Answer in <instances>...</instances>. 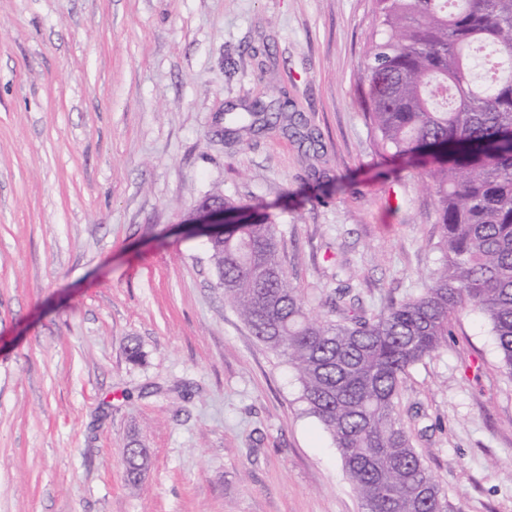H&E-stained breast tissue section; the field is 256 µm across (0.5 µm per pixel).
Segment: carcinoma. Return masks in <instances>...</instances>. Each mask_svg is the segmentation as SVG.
<instances>
[{
	"label": "carcinoma",
	"instance_id": "carcinoma-1",
	"mask_svg": "<svg viewBox=\"0 0 512 512\" xmlns=\"http://www.w3.org/2000/svg\"><path fill=\"white\" fill-rule=\"evenodd\" d=\"M365 109L383 153L431 179L441 264L417 294L377 314L339 293L338 320L311 319L278 250L276 222L224 200L240 226L209 246L224 297L297 373L301 400L331 437L363 512H453L398 411L405 375L479 313L512 377V0H374ZM487 52L475 82L470 52ZM236 132L288 121L285 107L232 117ZM128 448L124 476L149 466Z\"/></svg>",
	"mask_w": 512,
	"mask_h": 512
}]
</instances>
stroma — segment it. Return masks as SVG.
Segmentation results:
<instances>
[{"mask_svg": "<svg viewBox=\"0 0 512 512\" xmlns=\"http://www.w3.org/2000/svg\"><path fill=\"white\" fill-rule=\"evenodd\" d=\"M372 31V0H0V512H361L180 221L213 195L268 210L315 318L343 290L372 313L419 292L435 197L378 152ZM257 101L294 130L232 131ZM398 411L456 512H512L484 318L454 321ZM129 448L151 451L134 486Z\"/></svg>", "mask_w": 512, "mask_h": 512, "instance_id": "stroma-1", "label": "stroma"}]
</instances>
